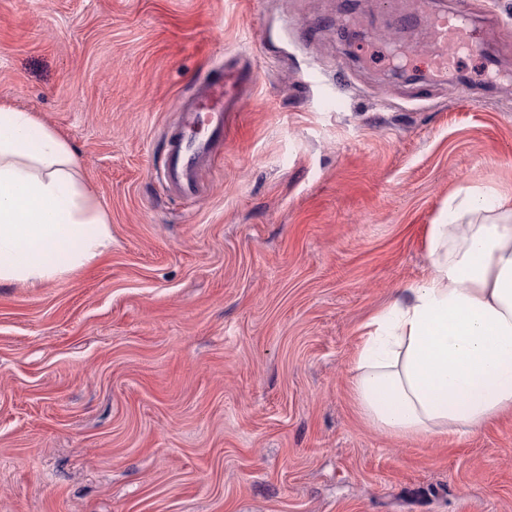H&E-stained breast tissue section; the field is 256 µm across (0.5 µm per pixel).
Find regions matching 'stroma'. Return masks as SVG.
I'll return each instance as SVG.
<instances>
[{
  "label": "stroma",
  "mask_w": 512,
  "mask_h": 512,
  "mask_svg": "<svg viewBox=\"0 0 512 512\" xmlns=\"http://www.w3.org/2000/svg\"><path fill=\"white\" fill-rule=\"evenodd\" d=\"M420 71L417 0H0V103L69 146L112 245L0 284V512H512V414L450 441L357 413L361 325L449 195H512V0ZM248 91L199 191L161 181L199 75Z\"/></svg>",
  "instance_id": "obj_1"
}]
</instances>
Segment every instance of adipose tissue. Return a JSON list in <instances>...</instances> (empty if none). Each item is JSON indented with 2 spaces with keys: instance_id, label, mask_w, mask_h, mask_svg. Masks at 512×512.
<instances>
[{
  "instance_id": "obj_1",
  "label": "adipose tissue",
  "mask_w": 512,
  "mask_h": 512,
  "mask_svg": "<svg viewBox=\"0 0 512 512\" xmlns=\"http://www.w3.org/2000/svg\"><path fill=\"white\" fill-rule=\"evenodd\" d=\"M112 243L66 142L0 104V282L35 286ZM430 272L363 325L359 415L398 438L448 439L512 413V198L469 189L428 225Z\"/></svg>"
}]
</instances>
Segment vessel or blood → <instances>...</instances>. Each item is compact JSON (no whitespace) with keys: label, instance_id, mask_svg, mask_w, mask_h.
I'll return each instance as SVG.
<instances>
[{"label":"vessel or blood","instance_id":"1","mask_svg":"<svg viewBox=\"0 0 512 512\" xmlns=\"http://www.w3.org/2000/svg\"><path fill=\"white\" fill-rule=\"evenodd\" d=\"M427 21L429 49L423 55L425 68L433 79L444 80L456 65V54L471 46L468 4L458 0L452 10L428 12ZM243 84L242 71L234 68L225 69L218 77L203 76L195 100L180 107V120L170 132L162 171V180L171 193H193L199 170L212 162L224 140V114ZM202 120L211 128L205 139L193 135Z\"/></svg>","mask_w":512,"mask_h":512}]
</instances>
